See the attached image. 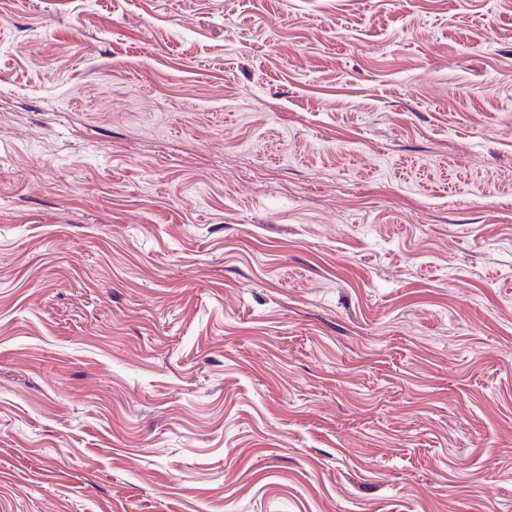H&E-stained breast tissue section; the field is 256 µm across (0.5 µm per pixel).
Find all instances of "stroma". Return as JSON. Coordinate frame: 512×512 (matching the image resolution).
<instances>
[{
    "label": "stroma",
    "mask_w": 512,
    "mask_h": 512,
    "mask_svg": "<svg viewBox=\"0 0 512 512\" xmlns=\"http://www.w3.org/2000/svg\"><path fill=\"white\" fill-rule=\"evenodd\" d=\"M0 512H512V0H0Z\"/></svg>",
    "instance_id": "1"
}]
</instances>
